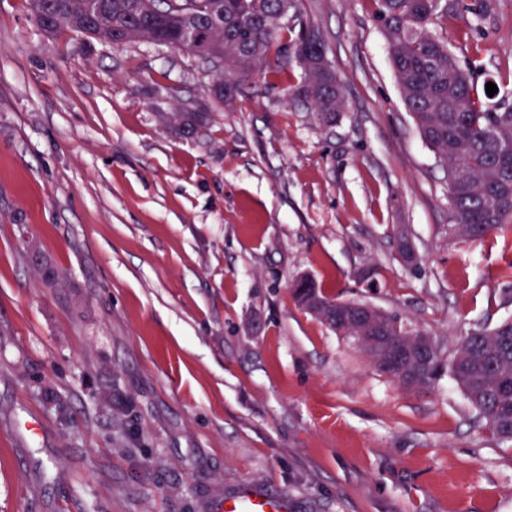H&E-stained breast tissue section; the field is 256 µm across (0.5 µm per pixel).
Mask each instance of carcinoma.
Wrapping results in <instances>:
<instances>
[{"mask_svg": "<svg viewBox=\"0 0 512 512\" xmlns=\"http://www.w3.org/2000/svg\"><path fill=\"white\" fill-rule=\"evenodd\" d=\"M375 19L385 31L390 63L403 102L421 138L448 168L449 228L466 240H479L512 224V106H485L486 84L477 68L448 58V44L431 32L439 14H448L440 0H376ZM36 21H57L58 32H87L89 38L121 48L142 39L177 37L183 16L206 21L213 16L222 27L202 26L207 52L223 57L217 101L230 108L243 87L261 71L279 76L295 65L303 73L286 88L289 103L311 112L329 125L344 111L346 99L337 75L314 62L325 51L321 38H310L314 25L301 18L298 29L280 17L279 0H29ZM208 120L205 112H173L168 121L191 133ZM297 306L309 311L315 301L346 306L319 285L301 278L291 285ZM385 344L392 348L410 335L397 317H379ZM333 331L353 339L375 358V346L359 338L363 328L344 324ZM421 387L433 385L448 372L479 418L504 441L512 440V321L478 329L458 345L446 362L440 351L423 363L411 362Z\"/></svg>", "mask_w": 512, "mask_h": 512, "instance_id": "obj_1", "label": "carcinoma"}]
</instances>
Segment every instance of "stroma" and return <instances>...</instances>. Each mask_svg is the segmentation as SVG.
<instances>
[{
  "label": "stroma",
  "instance_id": "obj_1",
  "mask_svg": "<svg viewBox=\"0 0 512 512\" xmlns=\"http://www.w3.org/2000/svg\"><path fill=\"white\" fill-rule=\"evenodd\" d=\"M376 8L301 2L347 98L322 126L282 91L299 69L228 110L193 54L50 35L0 0V512H214L247 489L289 512H512V441L450 375L401 387L288 290L311 276L447 360L512 320V226L449 233ZM432 31L512 104V0ZM193 101L205 127L161 121Z\"/></svg>",
  "mask_w": 512,
  "mask_h": 512
}]
</instances>
